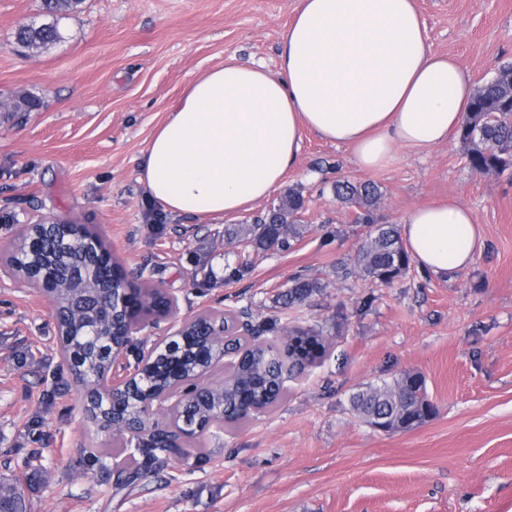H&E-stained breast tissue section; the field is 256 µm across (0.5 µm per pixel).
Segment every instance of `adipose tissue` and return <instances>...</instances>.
I'll list each match as a JSON object with an SVG mask.
<instances>
[{
    "label": "adipose tissue",
    "instance_id": "adipose-tissue-1",
    "mask_svg": "<svg viewBox=\"0 0 512 512\" xmlns=\"http://www.w3.org/2000/svg\"><path fill=\"white\" fill-rule=\"evenodd\" d=\"M473 93L470 73L433 52L416 0H299L277 71L231 56L194 79L143 150L139 180L164 212L221 219L282 184L304 132L383 167L398 146L449 141ZM403 233L418 266L443 277L483 247L455 200L414 209Z\"/></svg>",
    "mask_w": 512,
    "mask_h": 512
}]
</instances>
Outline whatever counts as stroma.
I'll return each mask as SVG.
<instances>
[{
	"label": "stroma",
	"mask_w": 512,
	"mask_h": 512,
	"mask_svg": "<svg viewBox=\"0 0 512 512\" xmlns=\"http://www.w3.org/2000/svg\"><path fill=\"white\" fill-rule=\"evenodd\" d=\"M433 50L476 84L512 63V0H416ZM298 0H84L58 14L61 41L18 46L42 0H0V252L40 218L94 226L132 274L171 296L179 318L249 309L266 341L313 328L326 354L285 383L283 400L210 427L131 480L143 457L85 415L59 353L53 303L0 280V477L25 479L30 512H512V176L471 169L459 139L400 147L386 167L304 132L296 166L270 198L223 220L150 221L138 165L186 86L229 56L277 67ZM374 182L375 219L403 225L416 207L468 205L486 247L450 278L417 265L385 285L353 275L368 226L337 200L336 180ZM307 204L304 234L283 251L234 258L225 227L252 222L289 190ZM323 289L277 307L296 275ZM422 375L434 413L409 429H372L352 393Z\"/></svg>",
	"instance_id": "obj_1"
}]
</instances>
